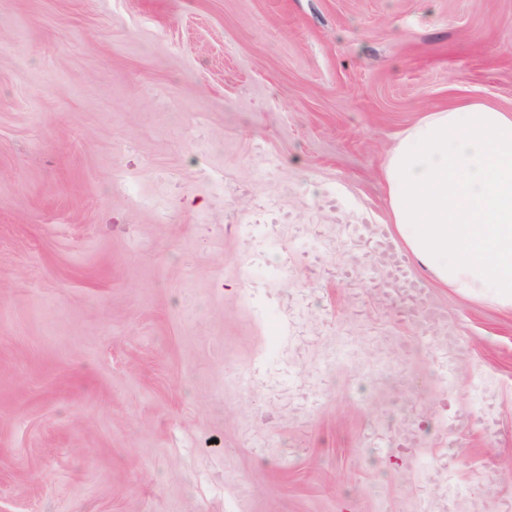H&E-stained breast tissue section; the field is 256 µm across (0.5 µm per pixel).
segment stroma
<instances>
[{"label":"stroma","mask_w":512,"mask_h":512,"mask_svg":"<svg viewBox=\"0 0 512 512\" xmlns=\"http://www.w3.org/2000/svg\"><path fill=\"white\" fill-rule=\"evenodd\" d=\"M470 97L512 0H0V512H512V310L326 231Z\"/></svg>","instance_id":"35a3bbf8"}]
</instances>
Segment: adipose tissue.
<instances>
[{"label":"adipose tissue","instance_id":"1","mask_svg":"<svg viewBox=\"0 0 512 512\" xmlns=\"http://www.w3.org/2000/svg\"><path fill=\"white\" fill-rule=\"evenodd\" d=\"M383 175L393 235L436 279L512 307V111L468 100L430 112Z\"/></svg>","mask_w":512,"mask_h":512}]
</instances>
